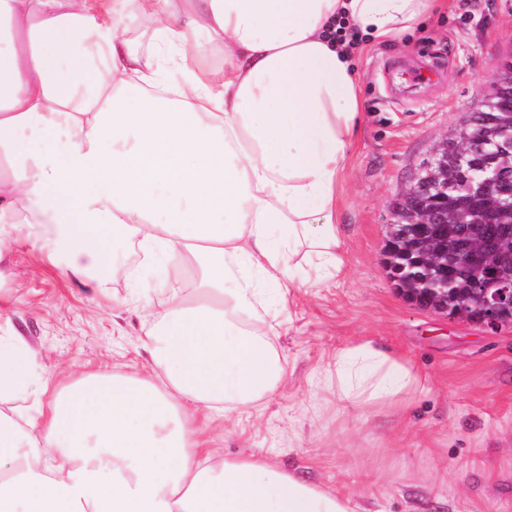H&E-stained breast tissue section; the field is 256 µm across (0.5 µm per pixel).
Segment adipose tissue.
I'll return each instance as SVG.
<instances>
[{
    "instance_id": "obj_1",
    "label": "adipose tissue",
    "mask_w": 512,
    "mask_h": 512,
    "mask_svg": "<svg viewBox=\"0 0 512 512\" xmlns=\"http://www.w3.org/2000/svg\"><path fill=\"white\" fill-rule=\"evenodd\" d=\"M439 3L0 0V250L42 239L79 279L130 243L171 276L202 268L153 325L157 376L87 374L52 393L26 341L0 336V512H358L264 455L215 458L199 421L276 392L285 367L260 306L343 267L336 193L362 104L336 23L391 41ZM142 22L149 55L127 36ZM324 384L360 412L430 389L371 340L337 350Z\"/></svg>"
}]
</instances>
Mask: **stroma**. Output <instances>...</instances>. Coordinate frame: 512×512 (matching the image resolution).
Instances as JSON below:
<instances>
[{"instance_id":"35a3bbf8","label":"stroma","mask_w":512,"mask_h":512,"mask_svg":"<svg viewBox=\"0 0 512 512\" xmlns=\"http://www.w3.org/2000/svg\"><path fill=\"white\" fill-rule=\"evenodd\" d=\"M512 53V0H449L393 43L352 55L364 117L336 219L344 267L317 288L268 301L285 376L263 413L204 423L212 450L262 452L350 496L364 512H512V323L496 328L419 307L385 268L391 206L436 144L477 105ZM430 81H406L419 64ZM134 278L106 289L65 276L39 243L0 255V336L24 337L44 380L88 372H149L152 315L178 284L162 260L128 249ZM372 339L431 379L400 412L343 411L321 379L338 349Z\"/></svg>"}]
</instances>
